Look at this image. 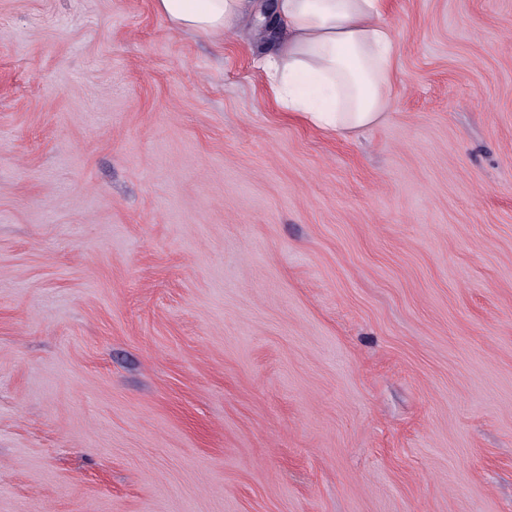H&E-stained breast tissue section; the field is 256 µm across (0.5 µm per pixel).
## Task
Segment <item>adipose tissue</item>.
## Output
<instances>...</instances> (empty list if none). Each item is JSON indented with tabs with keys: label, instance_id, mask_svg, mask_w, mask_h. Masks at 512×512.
Instances as JSON below:
<instances>
[{
	"label": "adipose tissue",
	"instance_id": "obj_1",
	"mask_svg": "<svg viewBox=\"0 0 512 512\" xmlns=\"http://www.w3.org/2000/svg\"><path fill=\"white\" fill-rule=\"evenodd\" d=\"M179 29L221 37L252 12V0H155ZM386 0H274L278 39L261 32L258 64L284 111L349 137L379 125L390 106L395 43Z\"/></svg>",
	"mask_w": 512,
	"mask_h": 512
}]
</instances>
